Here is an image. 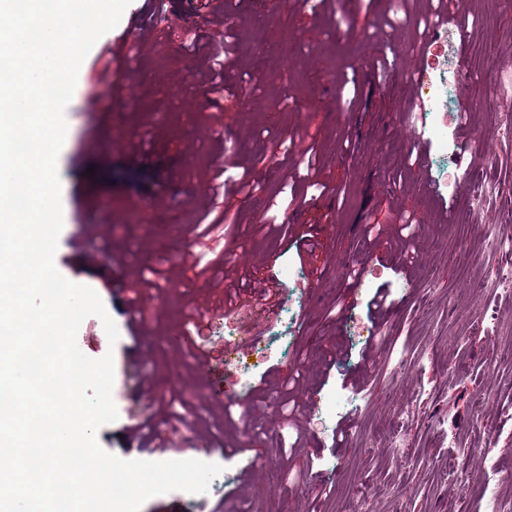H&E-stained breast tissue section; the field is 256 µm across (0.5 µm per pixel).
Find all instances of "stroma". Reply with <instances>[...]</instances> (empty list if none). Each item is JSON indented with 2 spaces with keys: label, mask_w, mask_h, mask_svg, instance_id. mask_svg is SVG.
Wrapping results in <instances>:
<instances>
[{
  "label": "stroma",
  "mask_w": 512,
  "mask_h": 512,
  "mask_svg": "<svg viewBox=\"0 0 512 512\" xmlns=\"http://www.w3.org/2000/svg\"><path fill=\"white\" fill-rule=\"evenodd\" d=\"M397 20L390 0H334L331 16L299 0H131L119 24L83 61L65 110L68 134L58 158L64 224L55 265L68 280L96 291L119 338L109 343L99 318L87 317L77 345L88 357L112 354L119 417L98 432L101 447L122 459L163 460L146 444L162 431L208 442L181 456L223 466L229 480L204 495L172 491L141 512H490L479 492L455 483L459 469L496 483L512 506V292L483 257L492 224L512 225V0H467L463 45L448 46L447 65L466 69L448 103L466 100L483 157L457 160L461 132L443 113L448 143L428 145L417 160L401 115L416 87L429 83L412 67L416 53L438 46L415 18L428 0H406ZM297 36L279 49L283 29ZM226 36L237 52L224 84L237 90L227 109L212 106L208 37ZM400 49L392 75L371 63L386 41ZM110 82H96L103 66ZM95 95L96 107L85 105ZM315 146L312 187L296 182L300 151ZM233 152L258 189L227 190L237 235L197 225L211 205L210 176ZM431 182L457 172L452 188L419 192L416 167ZM411 215L412 239L397 238L393 211ZM382 234L365 240L366 224ZM360 264L357 280L344 266ZM296 269L268 320L225 315L219 304L242 272L253 279ZM143 274L145 319L127 326L126 296L114 294L128 272ZM316 296H309V287ZM388 294L383 341L367 342L370 300ZM350 302L348 322L330 316ZM209 308V337L268 342L284 330L274 359L257 362L252 383L305 358L300 400L322 406L349 398L327 431L290 428L268 399L253 402L250 422L238 406L208 398L219 377L191 344L188 316ZM342 360L329 361L331 351ZM152 389L143 405L134 380ZM351 421L342 445L335 427ZM265 459L239 493L243 449Z\"/></svg>",
  "instance_id": "1"
}]
</instances>
